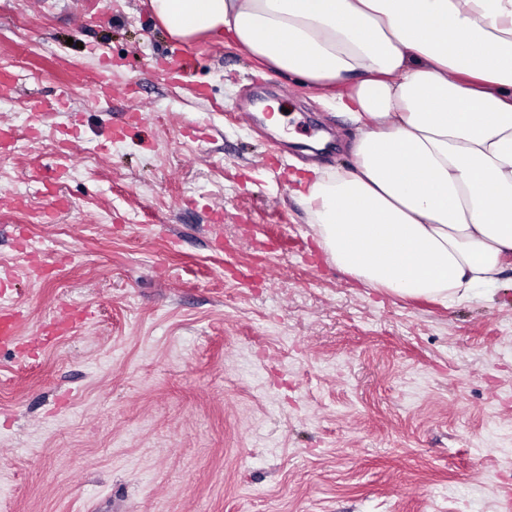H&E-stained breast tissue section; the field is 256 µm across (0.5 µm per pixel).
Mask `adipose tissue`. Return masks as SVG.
<instances>
[{"instance_id": "1", "label": "adipose tissue", "mask_w": 512, "mask_h": 512, "mask_svg": "<svg viewBox=\"0 0 512 512\" xmlns=\"http://www.w3.org/2000/svg\"><path fill=\"white\" fill-rule=\"evenodd\" d=\"M187 41L231 40L323 88L351 168L298 194L319 246L361 283L441 303L512 255V0H150Z\"/></svg>"}]
</instances>
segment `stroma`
Returning <instances> with one entry per match:
<instances>
[{"label":"stroma","mask_w":512,"mask_h":512,"mask_svg":"<svg viewBox=\"0 0 512 512\" xmlns=\"http://www.w3.org/2000/svg\"><path fill=\"white\" fill-rule=\"evenodd\" d=\"M105 62L109 97L84 80ZM0 70V304L25 315L0 348V512H502L512 264L447 305L336 268L290 179L353 163L318 89L170 36L149 0H0Z\"/></svg>","instance_id":"stroma-1"}]
</instances>
